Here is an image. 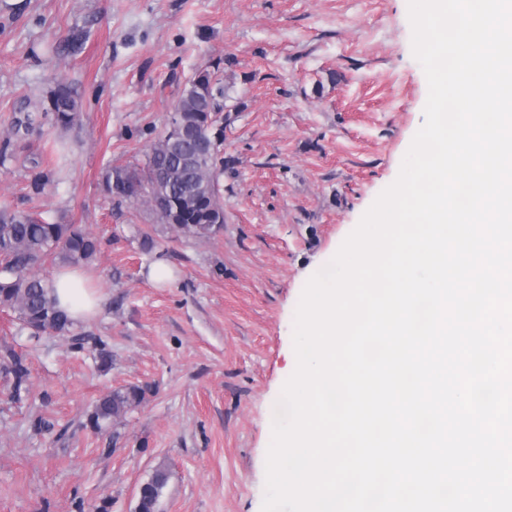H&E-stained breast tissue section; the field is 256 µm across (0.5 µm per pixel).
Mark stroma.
<instances>
[{"label": "stroma", "instance_id": "obj_1", "mask_svg": "<svg viewBox=\"0 0 512 512\" xmlns=\"http://www.w3.org/2000/svg\"><path fill=\"white\" fill-rule=\"evenodd\" d=\"M411 39L408 0H0V138L54 78L81 105L80 127L14 142L0 207L101 240L86 270L100 304L77 324L81 342L28 340L0 311V349L30 372L16 401L0 374V512H136L160 467L159 512H261L302 291L396 180L424 123ZM212 67L232 165L224 228L198 241L154 231L150 211L116 204L103 177L142 163L184 85ZM41 147L59 181L33 195L20 159ZM159 261L171 281L150 280ZM133 385L147 392L120 424L86 428L100 395Z\"/></svg>", "mask_w": 512, "mask_h": 512}]
</instances>
